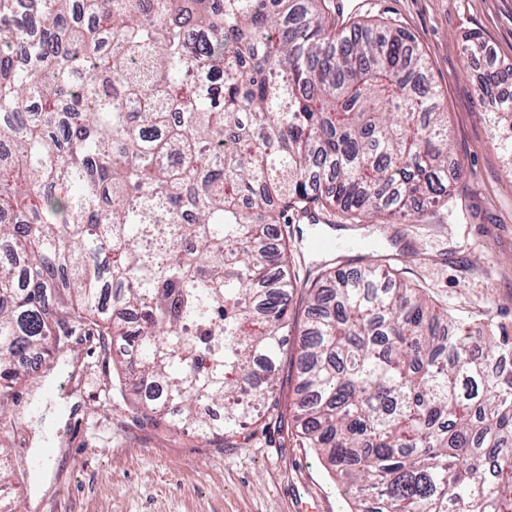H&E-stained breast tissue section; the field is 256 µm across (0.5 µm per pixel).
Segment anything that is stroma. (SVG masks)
Returning <instances> with one entry per match:
<instances>
[{
    "label": "stroma",
    "instance_id": "1",
    "mask_svg": "<svg viewBox=\"0 0 512 512\" xmlns=\"http://www.w3.org/2000/svg\"><path fill=\"white\" fill-rule=\"evenodd\" d=\"M351 20L389 21L424 55L448 114L463 176L444 206L358 225L402 280L463 326L512 330V168L483 115L484 62L461 44L480 34L512 68V0H363ZM113 357L77 332L30 372L7 410V470L23 512H346L339 483L295 431L247 426L216 445L189 430L135 423L112 390ZM52 448L33 466L35 437Z\"/></svg>",
    "mask_w": 512,
    "mask_h": 512
}]
</instances>
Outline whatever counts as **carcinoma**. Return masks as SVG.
Returning <instances> with one entry per match:
<instances>
[{"instance_id": "carcinoma-1", "label": "carcinoma", "mask_w": 512, "mask_h": 512, "mask_svg": "<svg viewBox=\"0 0 512 512\" xmlns=\"http://www.w3.org/2000/svg\"><path fill=\"white\" fill-rule=\"evenodd\" d=\"M512 69L479 86L512 165ZM178 114L170 112L172 106ZM462 175L413 38L324 0H0V430L18 361L117 343L140 424L292 421L351 512H512V336H472L372 257L291 270L288 212L358 224ZM194 223H181L182 213ZM220 407L215 421L203 408Z\"/></svg>"}]
</instances>
